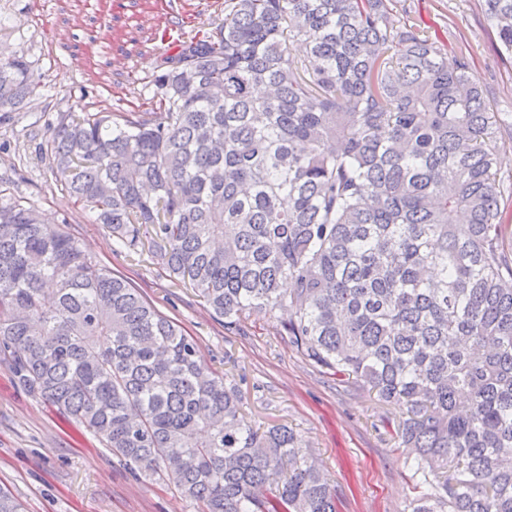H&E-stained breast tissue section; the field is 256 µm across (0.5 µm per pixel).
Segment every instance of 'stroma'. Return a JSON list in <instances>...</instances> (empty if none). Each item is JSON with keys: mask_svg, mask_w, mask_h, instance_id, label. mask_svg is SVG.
Instances as JSON below:
<instances>
[{"mask_svg": "<svg viewBox=\"0 0 512 512\" xmlns=\"http://www.w3.org/2000/svg\"><path fill=\"white\" fill-rule=\"evenodd\" d=\"M393 7L447 43L449 63L470 61L492 111L512 113V56L501 51L484 0H393ZM223 14L224 0H153L148 9L140 0H0V51L27 58L39 83L29 111L0 117V181L181 326L207 365L233 374L247 424L292 427L335 487L338 512H411L412 463L385 407L309 361L280 322L255 314L242 330H225L149 252L119 249L41 158L60 114L150 108L152 80L177 53L179 32L209 31ZM0 486L25 512H197L159 477H133L91 435L20 388L2 359Z\"/></svg>", "mask_w": 512, "mask_h": 512, "instance_id": "stroma-1", "label": "stroma"}]
</instances>
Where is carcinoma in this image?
I'll return each mask as SVG.
<instances>
[{"mask_svg": "<svg viewBox=\"0 0 512 512\" xmlns=\"http://www.w3.org/2000/svg\"><path fill=\"white\" fill-rule=\"evenodd\" d=\"M485 9L512 55V0ZM178 47L151 111L61 115L55 181L225 328L285 310L310 361L391 407L426 486L412 512H512V122L468 60L448 69L391 0H224ZM36 89L0 57V112ZM2 351L19 387L202 512H337L292 429L243 424L234 379L4 189ZM0 512H24L4 487Z\"/></svg>", "mask_w": 512, "mask_h": 512, "instance_id": "obj_1", "label": "carcinoma"}]
</instances>
